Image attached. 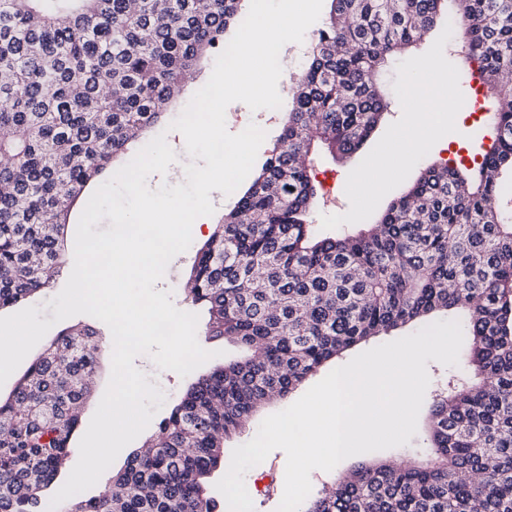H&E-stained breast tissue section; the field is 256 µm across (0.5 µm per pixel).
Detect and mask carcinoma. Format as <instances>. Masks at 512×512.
<instances>
[{"instance_id": "cac0c4a2", "label": "carcinoma", "mask_w": 512, "mask_h": 512, "mask_svg": "<svg viewBox=\"0 0 512 512\" xmlns=\"http://www.w3.org/2000/svg\"><path fill=\"white\" fill-rule=\"evenodd\" d=\"M241 0H0V310L51 287L86 186L132 159L238 16ZM460 59L497 99L471 168L432 165L368 229L315 234L306 161L347 158L387 111L375 75L430 32L443 6ZM512 0H330L290 88L271 156L197 250L186 296L207 336L244 356L198 377L99 495L58 512H216L207 479L224 439L345 351L461 312L469 364L434 394L426 458L362 465L304 512H512ZM103 343L60 331L0 398V512H44L72 454L77 407Z\"/></svg>"}]
</instances>
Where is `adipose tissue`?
<instances>
[{"instance_id": "obj_1", "label": "adipose tissue", "mask_w": 512, "mask_h": 512, "mask_svg": "<svg viewBox=\"0 0 512 512\" xmlns=\"http://www.w3.org/2000/svg\"><path fill=\"white\" fill-rule=\"evenodd\" d=\"M304 26L305 13L299 9L267 15L253 34L239 41V53L241 57L249 58L272 50L280 59L291 60L303 48L296 33ZM407 96L412 99L413 106L398 122L392 145L378 152L371 166L355 172L349 180L350 187L361 195L374 193L381 171L397 170L416 153L425 150L438 125L447 118V87H440L430 94L420 83L414 82L408 84Z\"/></svg>"}]
</instances>
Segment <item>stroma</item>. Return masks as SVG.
<instances>
[{"label":"stroma","instance_id":"1","mask_svg":"<svg viewBox=\"0 0 512 512\" xmlns=\"http://www.w3.org/2000/svg\"><path fill=\"white\" fill-rule=\"evenodd\" d=\"M453 33L447 22H439L427 35L410 57L398 58L387 64L379 75L390 102V109L373 133L367 145L349 158L339 160L328 153H316L311 162V176L317 187L318 198L312 210V221L317 231L324 235L356 234L364 226L373 223L389 202L406 191L410 183L417 177L419 171L426 166L442 161L470 162L471 158L480 156L489 146L486 138L488 128L486 122H469L462 114L449 113L447 121L442 126V143L434 149L418 154L414 160L401 167L395 175L383 178L378 192L370 198L362 197L359 193L347 190L346 185L354 170L366 166L374 154L390 142L392 130L400 116L406 110L407 99L404 89L407 85L408 72H415L422 82H429L430 75L425 65L428 61H436L454 92L460 93L463 99H471V92L465 91V78L460 74L457 58L451 50ZM284 112L261 109L251 111L247 105L235 102L226 110V126L229 132H239L242 125L255 123L266 133L257 158L265 160L283 126ZM359 210L360 220L355 224H342L336 217L350 210ZM224 217L223 208H216L213 215L199 217L200 234L193 238L190 248L179 257L177 272L169 276L167 287L172 291V300L178 309L188 310L190 302L179 283L185 280L193 265L194 255L205 237H208L214 224L220 223ZM69 278L67 270H60L51 288L45 289L33 300V306L39 310L38 318L51 322L52 328L46 334L47 339H54L60 330L80 323L94 327L99 331L103 343H110L111 332L106 324L89 315H75L59 321L55 318L53 307L49 302L58 295ZM134 366L143 371L149 384L158 387L166 395V405H173L192 383V376H179L170 370L158 369L153 361L145 355L136 357ZM286 455L283 451H272L261 463L244 476L245 487L252 500L254 512H277L283 496L281 478L285 472Z\"/></svg>","mask_w":512,"mask_h":512}]
</instances>
